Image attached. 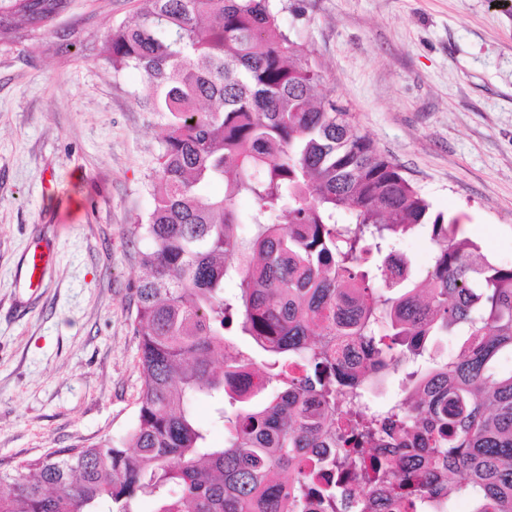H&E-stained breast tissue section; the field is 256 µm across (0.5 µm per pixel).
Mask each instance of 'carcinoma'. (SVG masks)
<instances>
[{
    "instance_id": "carcinoma-1",
    "label": "carcinoma",
    "mask_w": 512,
    "mask_h": 512,
    "mask_svg": "<svg viewBox=\"0 0 512 512\" xmlns=\"http://www.w3.org/2000/svg\"><path fill=\"white\" fill-rule=\"evenodd\" d=\"M66 3L0 0V41L50 28ZM286 10L135 0L107 36L112 73H140L135 97L165 129L132 320L139 409L120 444L0 470V512H304L314 493L325 512H368L379 490L395 512H454L460 497L512 512V370L495 368L512 354V265L434 212L321 88ZM421 228L433 249L415 284L389 246ZM234 324L261 361L227 356ZM399 370L403 396L374 403ZM201 395L218 401L221 447L192 410ZM332 470L354 484L313 486Z\"/></svg>"
}]
</instances>
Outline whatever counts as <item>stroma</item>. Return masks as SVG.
<instances>
[{
    "label": "stroma",
    "instance_id": "1",
    "mask_svg": "<svg viewBox=\"0 0 512 512\" xmlns=\"http://www.w3.org/2000/svg\"><path fill=\"white\" fill-rule=\"evenodd\" d=\"M134 0H69L0 43V469L125 439L143 377L132 330L145 184L164 129L100 49ZM291 39L434 211L512 264V0H288ZM68 40L69 54L56 53ZM89 199L62 225L43 188ZM53 260L36 288L22 262Z\"/></svg>",
    "mask_w": 512,
    "mask_h": 512
}]
</instances>
